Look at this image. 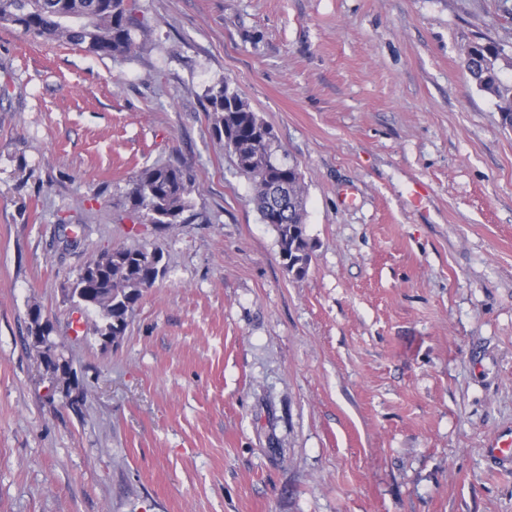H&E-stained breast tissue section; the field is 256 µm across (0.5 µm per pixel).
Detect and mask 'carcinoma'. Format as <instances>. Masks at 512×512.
<instances>
[{"label": "carcinoma", "mask_w": 512, "mask_h": 512, "mask_svg": "<svg viewBox=\"0 0 512 512\" xmlns=\"http://www.w3.org/2000/svg\"><path fill=\"white\" fill-rule=\"evenodd\" d=\"M0 23L33 37L56 38L106 56L134 45L138 29L131 0H0ZM464 65L477 88L496 100L502 124L512 128V33L488 44L474 43ZM214 136L237 160V170L253 184V200L265 223L279 226L280 254L288 273L306 275L311 248L305 234V188L298 165L277 158L272 128L222 81L206 95ZM190 178L178 166L147 168L128 192L131 209L143 224H189L197 218L189 200ZM155 250L113 248L88 262L74 283L78 305L100 316L101 336H123L136 303L160 273Z\"/></svg>", "instance_id": "1"}]
</instances>
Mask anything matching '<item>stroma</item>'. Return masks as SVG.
I'll return each mask as SVG.
<instances>
[{"label": "stroma", "mask_w": 512, "mask_h": 512, "mask_svg": "<svg viewBox=\"0 0 512 512\" xmlns=\"http://www.w3.org/2000/svg\"><path fill=\"white\" fill-rule=\"evenodd\" d=\"M99 56L0 24V512H512V129L469 80L499 0H135ZM226 80L304 177L311 263L212 132ZM189 224H142L147 168ZM164 272L118 344L87 262ZM39 305L87 393L51 392ZM189 187L190 178L178 166L147 168L133 181L128 201L143 224H189L197 218ZM512 432L496 436L488 444V456L490 461L502 468L512 467Z\"/></svg>", "instance_id": "obj_1"}]
</instances>
